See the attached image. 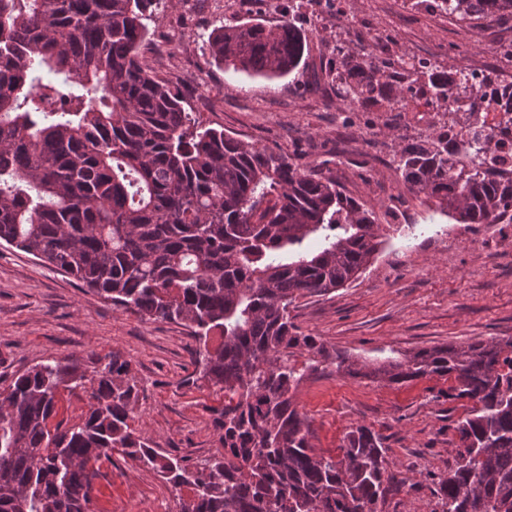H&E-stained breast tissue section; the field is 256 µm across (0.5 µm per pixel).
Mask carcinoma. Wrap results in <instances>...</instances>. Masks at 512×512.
<instances>
[{"label": "carcinoma", "instance_id": "carcinoma-1", "mask_svg": "<svg viewBox=\"0 0 512 512\" xmlns=\"http://www.w3.org/2000/svg\"><path fill=\"white\" fill-rule=\"evenodd\" d=\"M157 2L0 0V243L126 311L189 325L200 342L196 380L224 394L214 410L224 456L192 467L137 436L136 384L120 355L90 377L73 357L41 363L0 393V512H92L91 464L115 450L192 487L179 512H381L382 438L359 426L342 457L318 456L294 406L293 391L325 363L395 384L454 380V397L474 406L455 427L442 512H512V337L370 364L298 334L289 307L358 279L380 224L323 164L195 127L142 62ZM433 4L471 25L512 16V0ZM209 43L224 72L268 77L292 72L305 51L289 21L224 26ZM338 52L331 76L349 103L404 100L373 54ZM422 75L429 102L465 120L401 145L404 187L459 224H511L512 175L495 155L504 138L475 126L485 95L460 70ZM87 381L85 416L55 421L60 391Z\"/></svg>", "mask_w": 512, "mask_h": 512}]
</instances>
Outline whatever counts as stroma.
<instances>
[{
    "mask_svg": "<svg viewBox=\"0 0 512 512\" xmlns=\"http://www.w3.org/2000/svg\"><path fill=\"white\" fill-rule=\"evenodd\" d=\"M308 40L292 73L265 78L227 74L214 60L210 33L227 25L283 17ZM142 50L156 79L178 90L196 125L330 163L347 195L372 207L381 243L359 278L325 295H308L291 310L297 330L329 351L367 359L512 337V223L485 230L463 226L409 197L394 164L400 137L421 135L410 117L393 119L384 105L343 103L325 81L337 46L362 55L374 43L380 61L422 59L501 76L494 46L512 43V18L476 27L412 0H160ZM409 201L408 223L390 208ZM199 342L189 327L117 308L70 275L7 244L0 245V389L35 364L71 356L86 370L120 354L130 363L138 396L136 435L161 452L197 466L223 450L214 408L223 396L193 382ZM451 379L403 384L350 378L326 368L293 395L314 452L337 456L355 427L372 428L388 450L392 490L382 512H440L438 482L455 465V425L471 401L451 397ZM191 488H174L157 473L113 455L93 481L94 512H178Z\"/></svg>",
    "mask_w": 512,
    "mask_h": 512,
    "instance_id": "1",
    "label": "stroma"
}]
</instances>
